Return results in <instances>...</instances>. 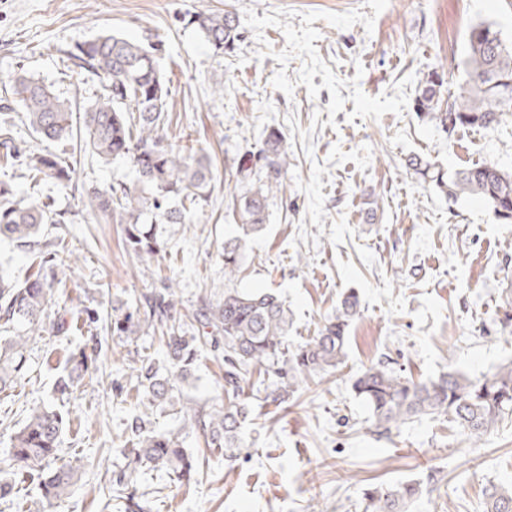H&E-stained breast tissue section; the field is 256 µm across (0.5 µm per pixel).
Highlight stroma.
Here are the masks:
<instances>
[{"instance_id": "stroma-1", "label": "stroma", "mask_w": 512, "mask_h": 512, "mask_svg": "<svg viewBox=\"0 0 512 512\" xmlns=\"http://www.w3.org/2000/svg\"><path fill=\"white\" fill-rule=\"evenodd\" d=\"M224 9L242 33L231 54L215 53L184 21ZM479 23L512 42V0H0V81L23 69L83 105L102 84L72 66L75 44L104 34L162 43L168 133L208 151L217 173L197 223L164 225V258L134 263L120 225L86 222L78 191L0 168L28 200H53L66 215L42 225L40 244L79 257L47 308L43 336L28 346L27 375L0 393V455L75 346L102 344L68 405L61 448L82 460V477L44 512H107L120 495L143 512H365L364 490L407 481L421 485L409 512H485L486 486H512L511 417L477 443L443 417L381 436L352 390L379 362L416 381L451 370L489 377L512 362V224L478 198H446L408 165L418 157L447 173L481 163L512 171V114L448 134L414 109L433 68L443 69L447 93L458 92L467 33ZM4 123L20 146L78 156V181L137 184L128 160L105 164L74 139H35L19 110L1 108ZM273 128L288 145L286 186L269 197L268 225L248 241L238 285L281 296L296 345L348 293L359 314L340 369L302 383L286 405L250 400L245 446L227 461L208 456L201 433L172 410L145 406L137 369L143 357L162 358L157 335L127 340L116 360L100 324L67 333L53 325L87 307L107 314L110 299L134 304L168 276L182 312L200 297L223 298L233 199L257 184L228 175ZM194 374L185 393L202 405L219 391L220 353L204 350ZM137 414L156 431L181 432L201 460L190 485L152 471L117 488L126 424Z\"/></svg>"}]
</instances>
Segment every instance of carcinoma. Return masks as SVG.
I'll use <instances>...</instances> for the list:
<instances>
[{
	"mask_svg": "<svg viewBox=\"0 0 512 512\" xmlns=\"http://www.w3.org/2000/svg\"><path fill=\"white\" fill-rule=\"evenodd\" d=\"M188 24L195 27L217 53L231 51L241 38L236 14L194 12ZM465 86L453 98L443 99V74L434 69L419 82L417 113L451 134L464 126L494 127L512 112V45L484 23L467 34ZM155 44H140L114 34L79 44L68 53L72 65L103 83L104 93L84 108L80 146L98 160L120 157L134 167L139 187H98L75 180L77 160L52 152L22 148L11 126L0 127V160L6 166H23L35 181L52 180L72 185L87 199L91 219L122 225L127 253L153 258L165 252L158 232L161 224H186L202 209L216 180L210 158L200 149L169 141L170 90ZM6 93L23 112L36 135L62 139L73 135L72 112L77 102L61 98L41 81L21 70L9 79ZM415 173L430 180L448 198L476 196L502 224H512V173L495 164H478L445 176L434 164L415 159ZM236 174L258 176L259 185L233 199L238 234L224 240V298L200 299L191 314L178 310L174 289L142 296L134 306L112 305L103 329L129 339L149 331L159 332L166 364L149 357L141 360L137 378L151 406L180 405L184 424L196 428L212 453L235 459L243 444L246 377L263 370L278 382L265 389L264 401L281 406L296 386L322 373L334 371L346 358L349 322L356 300L348 297L336 315L325 320L314 336L295 349L288 348L290 318L285 301L273 291H249L235 285L241 273L249 238L262 233L269 221L268 198L284 187L288 176V151L281 135L271 131L255 151L238 161ZM63 224L64 215L48 202L27 204L17 197L9 180H0V236L16 247L36 252L38 262L21 285L8 280L0 269V322L11 335L0 338V393L15 388L27 371L28 341L41 335L46 307L54 285L70 269L65 249L45 250L36 240L40 225ZM77 346L55 382V392L72 393L74 384L94 362L98 346ZM222 350V393L197 405L183 398L181 384L192 376L199 352L205 347ZM353 390L369 408L372 425L388 435L412 419L443 416L470 438L479 441L507 416H512V363L490 377L473 378L448 371L416 383L381 364L364 368ZM65 415L51 407L35 406L26 424L14 435L7 452L8 477H0V499L17 494L19 486L36 485L40 500L51 502L70 494L78 482L79 467L59 455ZM130 455L123 472L129 482L145 471H166L190 483L198 461L188 456L175 433L146 429L141 416L128 425ZM420 492L417 483H398L363 493L369 512H407ZM486 512H512V492L495 486L486 492Z\"/></svg>",
	"mask_w": 512,
	"mask_h": 512,
	"instance_id": "1",
	"label": "carcinoma"
}]
</instances>
